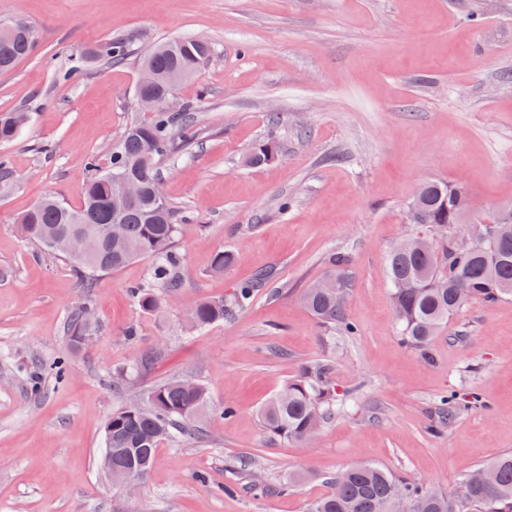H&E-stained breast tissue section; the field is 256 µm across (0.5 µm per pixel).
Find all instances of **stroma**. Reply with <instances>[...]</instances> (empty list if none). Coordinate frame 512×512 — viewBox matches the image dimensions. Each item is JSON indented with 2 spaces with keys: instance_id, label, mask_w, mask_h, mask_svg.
<instances>
[{
  "instance_id": "1",
  "label": "stroma",
  "mask_w": 512,
  "mask_h": 512,
  "mask_svg": "<svg viewBox=\"0 0 512 512\" xmlns=\"http://www.w3.org/2000/svg\"><path fill=\"white\" fill-rule=\"evenodd\" d=\"M14 20L35 47L0 74V113L29 114L0 144V512H307L351 465L451 493L512 453V300L453 317L425 360L401 342L387 277L391 247L421 230L405 220L419 184H462L486 210L512 203V0H0V23ZM186 35L211 52L176 92L198 131L160 164L168 202L189 218L174 244L182 288L152 315L128 293L150 258L89 288L18 218L48 195L80 205L88 158L107 162L139 115L140 56ZM116 38L128 60L85 62ZM269 139L277 160L245 165ZM222 251L236 261L217 276ZM336 251L352 258L353 336L300 299ZM265 268L275 276L248 307L183 331L190 303ZM84 302L94 324L74 350L67 319ZM62 357L60 380L45 366ZM315 363L335 393L331 418L310 445L271 438L261 405ZM173 377L206 387L204 433L163 442L127 492L100 467L105 422ZM472 392L485 407L466 405ZM450 393L460 402L446 420Z\"/></svg>"
}]
</instances>
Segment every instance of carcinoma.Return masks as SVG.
Masks as SVG:
<instances>
[{
	"instance_id": "cac0c4a2",
	"label": "carcinoma",
	"mask_w": 512,
	"mask_h": 512,
	"mask_svg": "<svg viewBox=\"0 0 512 512\" xmlns=\"http://www.w3.org/2000/svg\"><path fill=\"white\" fill-rule=\"evenodd\" d=\"M7 27L12 34L0 37V73L11 71L35 45L33 30L24 21L17 20ZM126 55V43L120 39L109 40L92 52V56L113 63ZM209 55L205 41L183 36L157 44L142 58L141 65L156 76L155 91L165 93L173 90L169 85L172 75L180 73L183 79L190 78ZM189 111L191 106L187 105L180 112L158 111L147 119L132 121L112 147L106 167H98L93 159L88 162L93 175L85 186L81 205L72 207L53 196L40 200L19 218L25 238L51 253L57 238L82 232L87 241L85 253L71 256L61 252L59 256L70 262L89 286L96 277L118 271L138 258H153L149 281L130 287L129 293L142 310L158 312L164 296L181 288L173 244L188 219L178 216L166 199L155 200L151 186L158 179L159 160L177 151L174 128L180 125L188 131L186 138L193 137L191 127L184 124ZM27 121L26 112L1 113L0 144L14 141ZM277 156V145L269 140L251 153L248 163L260 166ZM121 175L139 181L143 194L121 214L120 234L110 238L105 227L113 223L111 201L119 191L116 178ZM468 195L462 185L429 181L416 207V221L439 227L461 224L463 218L458 211ZM491 223L498 225L499 236L482 253L442 241L431 251L388 255L391 299L405 345L426 355L448 320L466 306L477 302L492 305L512 298V205L501 206ZM234 261V254L218 252L211 258V272L222 274ZM328 262L329 270L305 289L302 300L320 324L351 336L356 326L344 318L336 303V289L323 287L329 282L349 290L345 272L348 259L335 252ZM270 277L271 272L261 271L225 298L215 296L193 303L187 309L186 328H203L224 320L226 313L243 307L254 289ZM88 308L87 304L80 305L69 317L67 339L75 349L89 335ZM208 402L202 384L171 379L157 384L142 401L115 409L105 424V447L112 449V475L136 469L146 477L164 440L175 434H202L196 419ZM333 402L325 369L308 367L262 405L260 418L271 437L306 443L317 436ZM333 485L332 492L314 502L309 512H512V455L499 456L478 468L475 475L464 478L459 484L465 490L462 495L443 493L370 464L342 470Z\"/></svg>"
}]
</instances>
